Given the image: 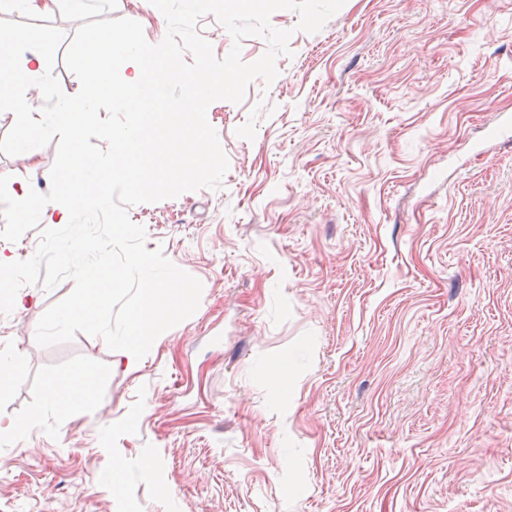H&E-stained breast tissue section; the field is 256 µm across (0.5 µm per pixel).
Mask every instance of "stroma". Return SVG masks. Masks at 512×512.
<instances>
[{"label":"stroma","mask_w":512,"mask_h":512,"mask_svg":"<svg viewBox=\"0 0 512 512\" xmlns=\"http://www.w3.org/2000/svg\"><path fill=\"white\" fill-rule=\"evenodd\" d=\"M125 17L160 43L149 0H87L0 19L55 26L54 73L79 25ZM291 30L272 84L213 102L229 169L129 208L199 279L197 311L132 369L102 338L35 340L65 298L25 285L0 315V512H512V0H346L317 33ZM23 113L0 106L12 197ZM47 192L71 153L36 142ZM281 396L274 370L304 343ZM85 380L54 410L48 384ZM28 426L22 438L12 425Z\"/></svg>","instance_id":"1"}]
</instances>
